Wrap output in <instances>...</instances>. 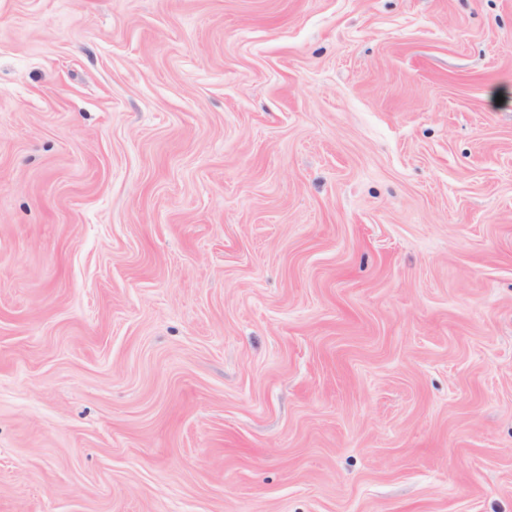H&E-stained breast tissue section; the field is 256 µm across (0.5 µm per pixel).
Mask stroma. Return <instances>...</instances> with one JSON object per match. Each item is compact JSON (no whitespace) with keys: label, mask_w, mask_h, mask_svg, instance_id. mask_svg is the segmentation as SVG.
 <instances>
[{"label":"stroma","mask_w":512,"mask_h":512,"mask_svg":"<svg viewBox=\"0 0 512 512\" xmlns=\"http://www.w3.org/2000/svg\"><path fill=\"white\" fill-rule=\"evenodd\" d=\"M0 512H512V0H0Z\"/></svg>","instance_id":"35a3bbf8"}]
</instances>
